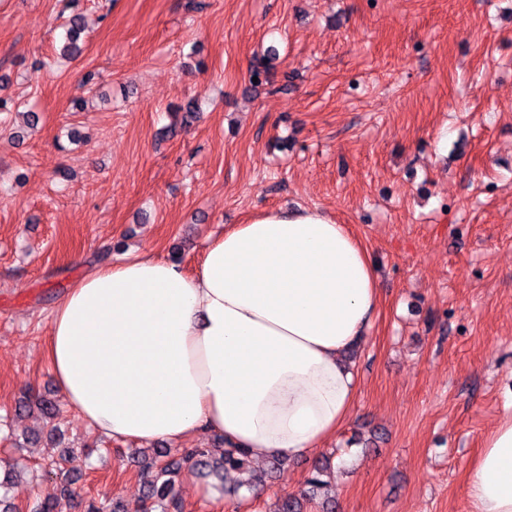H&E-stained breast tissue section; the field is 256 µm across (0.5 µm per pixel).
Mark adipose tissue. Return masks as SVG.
Segmentation results:
<instances>
[{
	"mask_svg": "<svg viewBox=\"0 0 512 512\" xmlns=\"http://www.w3.org/2000/svg\"><path fill=\"white\" fill-rule=\"evenodd\" d=\"M379 305L349 225L263 211L210 242L193 272L152 253L90 267L50 312L46 358L98 435L178 449L212 433L255 461L301 458L349 421L359 379L344 353ZM467 481L473 512H512V418Z\"/></svg>",
	"mask_w": 512,
	"mask_h": 512,
	"instance_id": "ef3b65f1",
	"label": "adipose tissue"
}]
</instances>
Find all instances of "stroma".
Instances as JSON below:
<instances>
[{
  "instance_id": "35a3bbf8",
  "label": "stroma",
  "mask_w": 512,
  "mask_h": 512,
  "mask_svg": "<svg viewBox=\"0 0 512 512\" xmlns=\"http://www.w3.org/2000/svg\"><path fill=\"white\" fill-rule=\"evenodd\" d=\"M79 0L89 33L58 60L61 0H0V457L35 478L20 508L75 477L63 512H136L138 446L71 411L45 355L47 315L102 259L152 252L195 270L234 224L316 208L350 225L381 305L355 364L350 422L327 448L223 506L181 470L184 512H272L330 462L343 512H471L467 473L512 416V0ZM269 83L249 82L268 51ZM199 98L203 116L172 129ZM60 410L17 415L26 393Z\"/></svg>"
}]
</instances>
